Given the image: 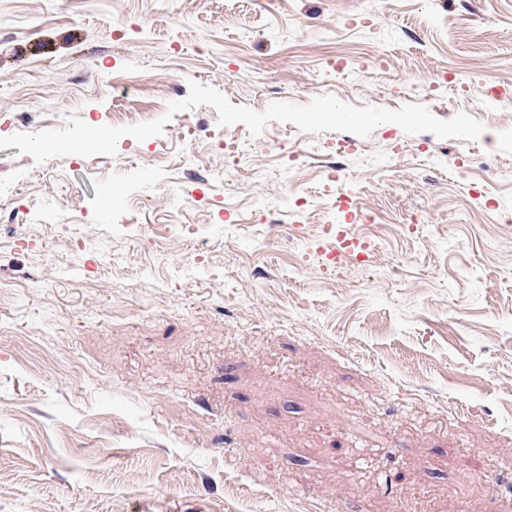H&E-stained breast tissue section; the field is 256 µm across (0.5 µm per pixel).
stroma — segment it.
<instances>
[{
	"mask_svg": "<svg viewBox=\"0 0 512 512\" xmlns=\"http://www.w3.org/2000/svg\"><path fill=\"white\" fill-rule=\"evenodd\" d=\"M116 68L484 130L351 136L338 184L378 221L338 269V132L231 126L228 179L208 106L113 156L0 149V512H512V0H0L5 135L108 124Z\"/></svg>",
	"mask_w": 512,
	"mask_h": 512,
	"instance_id": "stroma-1",
	"label": "stroma"
}]
</instances>
